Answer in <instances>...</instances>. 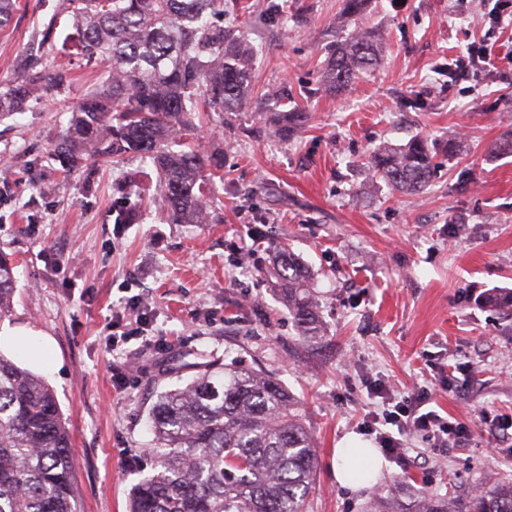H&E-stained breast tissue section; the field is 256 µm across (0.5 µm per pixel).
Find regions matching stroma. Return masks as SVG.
Returning a JSON list of instances; mask_svg holds the SVG:
<instances>
[{
  "label": "stroma",
  "mask_w": 512,
  "mask_h": 512,
  "mask_svg": "<svg viewBox=\"0 0 512 512\" xmlns=\"http://www.w3.org/2000/svg\"><path fill=\"white\" fill-rule=\"evenodd\" d=\"M62 0H18L0 30V90L32 58L68 74L21 113L0 119V257L14 267L12 309L0 325L46 333L35 373L54 389L72 438L77 512H129L150 471L149 421L158 395L193 366L236 364L275 377L298 400L316 440L307 512H366L372 488L405 482L443 495L487 473L512 479L493 454L482 413L512 419V315L486 294L512 289V154L493 146L512 130V0H370L358 24L385 35L381 60L345 91L322 83L345 0H224V22L256 51L240 112H203L187 140L219 177L207 224H179L154 166L140 156L62 166L52 157L75 102L106 74L62 50L75 28ZM51 40H43L45 24ZM488 43L490 63L449 77ZM307 115L288 139L268 126L270 90ZM462 147L427 190L372 180L370 152L420 137ZM137 209L132 224L119 210ZM252 253H240L245 241ZM310 269L321 332L302 340L266 271L281 245ZM383 385L427 393L439 414L464 418V446L382 457L373 484L339 486L338 443L381 412Z\"/></svg>",
  "instance_id": "obj_1"
}]
</instances>
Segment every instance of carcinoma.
Wrapping results in <instances>:
<instances>
[{
  "mask_svg": "<svg viewBox=\"0 0 512 512\" xmlns=\"http://www.w3.org/2000/svg\"><path fill=\"white\" fill-rule=\"evenodd\" d=\"M78 38L68 48L103 64L107 89L68 107L54 144L62 163L138 153L156 168L162 200L182 224H207L215 174L183 140L199 112H237L247 103L253 57L236 30L213 26L224 0H62ZM367 0H346L341 35L328 47L326 89L347 88L374 67L381 33L356 19ZM65 70L26 71L0 92V117L20 111ZM274 130L293 134L303 116L274 112ZM427 140L373 152V176L395 191L419 194L434 166ZM279 281L298 335L319 320L308 269L279 251ZM16 289L0 260V318ZM512 314V291L485 297ZM152 472L139 481L129 512H306L317 466L314 438L297 401L277 379L245 368L207 365L184 386L160 394L152 410ZM71 438L47 381L0 353V512H76ZM369 512H512V481L494 476L454 502L428 490L373 493Z\"/></svg>",
  "mask_w": 512,
  "mask_h": 512,
  "instance_id": "carcinoma-1",
  "label": "carcinoma"
}]
</instances>
